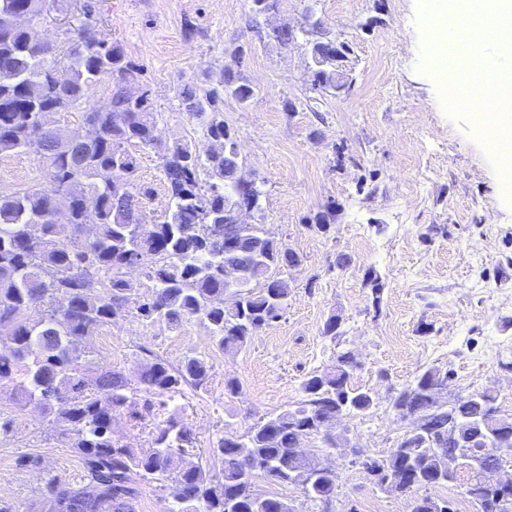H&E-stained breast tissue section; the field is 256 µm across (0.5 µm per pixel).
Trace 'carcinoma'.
I'll return each mask as SVG.
<instances>
[{"instance_id": "obj_1", "label": "carcinoma", "mask_w": 512, "mask_h": 512, "mask_svg": "<svg viewBox=\"0 0 512 512\" xmlns=\"http://www.w3.org/2000/svg\"><path fill=\"white\" fill-rule=\"evenodd\" d=\"M54 0H0V155L32 153L48 164L46 187L0 192V380L23 371L15 385L18 400L36 401L47 415L73 436L82 461L79 479L62 489L58 509L49 512H135L139 491L130 473L145 478L173 479L183 496L165 512H295L276 495L259 497L254 479L262 475L279 484L297 482L314 467L299 454L306 435L322 434L326 447H336L329 425L343 415L361 416L375 405L368 389L353 384L349 351L337 355L330 369L313 372L301 382L302 400L294 408L270 416L239 438L220 439L212 455L224 462L222 477L201 466L179 468L176 455L191 443V434L171 424L160 429L154 447L136 452L112 436V412L126 408L131 388L110 369L93 380L79 364L84 339L134 304L142 320L177 327L190 317L208 322L222 350L241 349L252 336L280 318L291 288L286 278L270 275L294 264L296 255L278 241L247 234L245 224L232 222L233 211L254 203L258 194L239 186L237 160L224 150L202 151L191 142H176L162 154V175L169 197L164 220L144 225L141 198L150 189L134 180L136 148L154 142L156 115L144 95L135 94L138 70L125 61L120 45L98 36L97 20L76 28L73 45L42 54L28 31L14 24L25 12L41 20ZM112 82L110 107L83 111L80 127L62 132L52 116L88 102L87 92L103 79ZM212 89L187 87L180 92L184 109L202 121L211 142H231L218 118L220 93L247 102L251 87L236 84L224 72L208 75ZM50 135L32 148L36 127ZM209 178L201 189L200 176ZM70 199L68 219H53V198ZM96 215V231L84 236L88 211ZM155 256L159 264L145 276L148 293L127 294L122 271L132 257ZM243 272L242 283L224 282V268ZM211 366L202 357L186 356L173 366L162 359L145 364L139 390L175 397L181 386L203 387ZM448 379L428 368L400 390L392 407L402 419L424 418L411 428L389 455L365 465L397 478L391 490L415 495L419 488L446 486L459 473L471 471L469 459L498 468L512 456V421L491 416L496 397L478 391L447 405L436 402L433 386ZM338 473H323L303 486L308 501L320 506L336 494ZM471 476L464 494L477 512H512L480 493ZM417 512H443L447 503L416 495Z\"/></svg>"}]
</instances>
